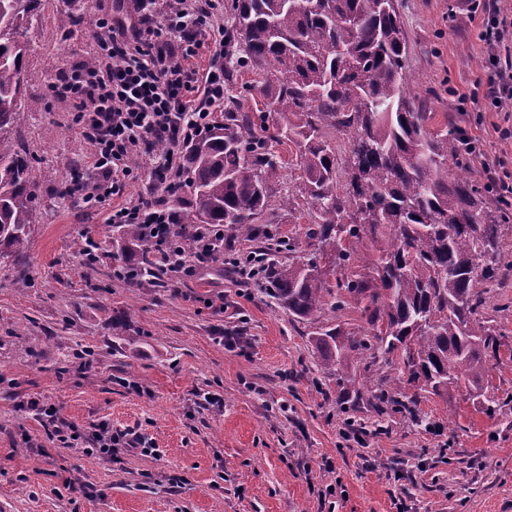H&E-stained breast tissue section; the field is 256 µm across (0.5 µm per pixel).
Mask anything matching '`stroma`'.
Here are the masks:
<instances>
[{
  "mask_svg": "<svg viewBox=\"0 0 512 512\" xmlns=\"http://www.w3.org/2000/svg\"><path fill=\"white\" fill-rule=\"evenodd\" d=\"M115 0H45L26 33L25 99L43 101L13 129L35 160L36 221L28 243L0 267V512H512V206L500 212L508 262L480 310L503 332L485 394L447 399L402 387L422 425L368 390L364 366L344 377L324 369L313 337L365 328L360 297L316 320L288 314L266 281L214 264L175 284L129 281L106 212L60 191L95 178L94 147L58 75L99 55L95 30ZM409 73L429 129L452 125L479 140L500 175L512 177V115L490 111L481 19L468 0H397ZM275 193L298 195L295 147L273 143ZM315 212L271 203L258 226L280 248L265 263H299L317 245ZM98 243L88 261L85 230ZM90 347L91 365L76 354ZM39 398L86 438L110 422L144 434L159 456L111 460L51 442L32 411Z\"/></svg>",
  "mask_w": 512,
  "mask_h": 512,
  "instance_id": "obj_1",
  "label": "stroma"
}]
</instances>
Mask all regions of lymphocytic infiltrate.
Wrapping results in <instances>:
<instances>
[{
  "label": "lymphocytic infiltrate",
  "mask_w": 512,
  "mask_h": 512,
  "mask_svg": "<svg viewBox=\"0 0 512 512\" xmlns=\"http://www.w3.org/2000/svg\"><path fill=\"white\" fill-rule=\"evenodd\" d=\"M117 2L115 11L99 21V48L108 67H74L51 92L74 102L79 129L94 146L97 178L84 203L108 207V223L140 225L155 272L178 283L223 260V229L199 226L194 254L178 256V214L163 200L127 201L123 194L134 153L158 140L166 144L165 153L152 158L160 185L170 195L185 186L179 158L209 135L224 106V27L201 0ZM485 15L487 102L496 111L512 112V59L500 53L512 38V20L493 5L486 6ZM94 442L106 459L121 449L155 452L134 431L106 422L96 429Z\"/></svg>",
  "instance_id": "1"
}]
</instances>
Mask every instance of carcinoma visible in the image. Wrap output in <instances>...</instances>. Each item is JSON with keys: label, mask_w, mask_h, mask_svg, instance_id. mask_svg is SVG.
Listing matches in <instances>:
<instances>
[{"label": "carcinoma", "mask_w": 512, "mask_h": 512, "mask_svg": "<svg viewBox=\"0 0 512 512\" xmlns=\"http://www.w3.org/2000/svg\"><path fill=\"white\" fill-rule=\"evenodd\" d=\"M44 0H0V266L21 251L33 223L38 185L33 158L10 144L25 118L22 39ZM224 81L248 68L261 77L268 111L297 147L301 193L317 214L309 236L333 252L329 263L369 256L370 274L331 288L317 261L267 268L268 293L290 314L309 320L325 297L342 309V293L366 300L368 328H332L316 339L325 367L397 366L378 380L375 398L405 407L392 391L402 379L451 397L465 384L480 390L489 352L501 346L478 318L486 286L502 270L499 218L469 172L448 168L460 153L452 128L432 132L412 95L406 36L396 0H228ZM256 121L234 105L224 124L192 145L180 245L195 249L194 224H222L259 236L256 221L274 196L268 171L281 163ZM347 139L348 179L341 184L328 133ZM125 245H139L140 226L116 225ZM153 275L147 256L126 278Z\"/></svg>", "instance_id": "1"}]
</instances>
